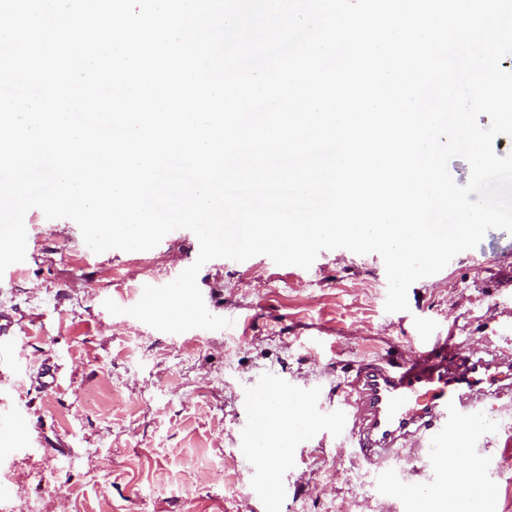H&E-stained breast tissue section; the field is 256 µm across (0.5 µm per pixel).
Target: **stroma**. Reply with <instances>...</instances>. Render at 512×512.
<instances>
[{
    "instance_id": "stroma-1",
    "label": "stroma",
    "mask_w": 512,
    "mask_h": 512,
    "mask_svg": "<svg viewBox=\"0 0 512 512\" xmlns=\"http://www.w3.org/2000/svg\"><path fill=\"white\" fill-rule=\"evenodd\" d=\"M26 220V258L0 275V311L16 320L0 424L22 426L0 447V488L16 491L0 512H512L510 395L502 430L477 428L457 471L438 450L384 481L336 429L357 364L411 357L422 331L512 360V233L488 230L393 313L375 253L325 250L307 269L214 259L197 284L230 326L170 334L103 303L173 281L198 256L193 232L97 254L70 219ZM48 364L51 389L38 382Z\"/></svg>"
}]
</instances>
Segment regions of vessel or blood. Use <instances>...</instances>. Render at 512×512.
I'll return each instance as SVG.
<instances>
[{
	"mask_svg": "<svg viewBox=\"0 0 512 512\" xmlns=\"http://www.w3.org/2000/svg\"><path fill=\"white\" fill-rule=\"evenodd\" d=\"M448 339L436 332L418 340L415 357L402 363H363L350 382L357 400L336 404V418L348 427L353 454L383 467L402 448H452L462 430L471 427L478 413H492L499 390L479 388L477 370L499 368L468 349L450 359H436V350Z\"/></svg>",
	"mask_w": 512,
	"mask_h": 512,
	"instance_id": "1",
	"label": "vessel or blood"
}]
</instances>
